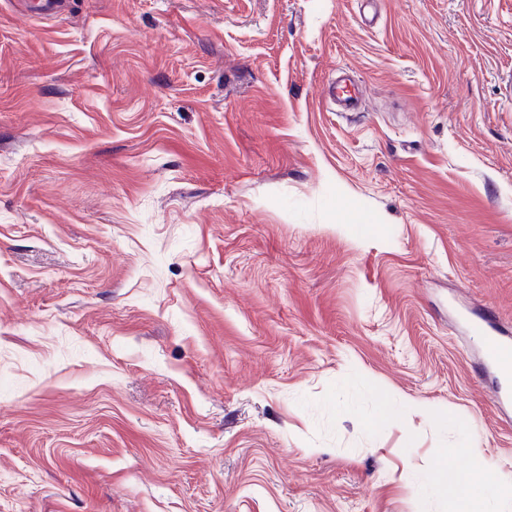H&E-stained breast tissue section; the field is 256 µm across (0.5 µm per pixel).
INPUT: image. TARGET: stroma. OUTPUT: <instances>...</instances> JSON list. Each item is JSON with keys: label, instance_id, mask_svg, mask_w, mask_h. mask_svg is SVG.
<instances>
[{"label": "stroma", "instance_id": "35a3bbf8", "mask_svg": "<svg viewBox=\"0 0 512 512\" xmlns=\"http://www.w3.org/2000/svg\"><path fill=\"white\" fill-rule=\"evenodd\" d=\"M485 310L512 0H0V512H512ZM490 465V461L477 455L473 458L470 471L465 479L454 472H443L442 490L456 504L457 512H492L497 496L480 484L477 475Z\"/></svg>", "mask_w": 512, "mask_h": 512}]
</instances>
